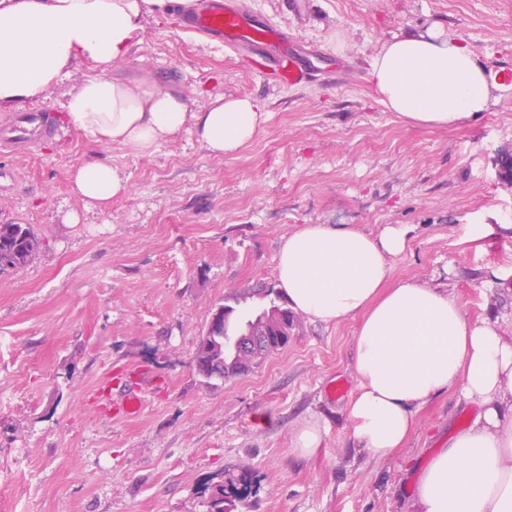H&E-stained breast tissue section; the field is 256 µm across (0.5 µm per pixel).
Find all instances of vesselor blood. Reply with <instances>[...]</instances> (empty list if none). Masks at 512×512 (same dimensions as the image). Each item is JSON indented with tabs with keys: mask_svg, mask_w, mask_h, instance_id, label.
Instances as JSON below:
<instances>
[{
	"mask_svg": "<svg viewBox=\"0 0 512 512\" xmlns=\"http://www.w3.org/2000/svg\"><path fill=\"white\" fill-rule=\"evenodd\" d=\"M187 30L204 35L227 48L249 50L251 70L294 87L315 80L317 72L306 54L292 41L287 29L274 25L248 0H197L184 19ZM56 133V120L43 111L27 112L15 122L12 133L0 138V149L33 146ZM157 381L147 370L132 368L114 378L112 416L131 419L141 411L143 395Z\"/></svg>",
	"mask_w": 512,
	"mask_h": 512,
	"instance_id": "1",
	"label": "vessel or blood"
}]
</instances>
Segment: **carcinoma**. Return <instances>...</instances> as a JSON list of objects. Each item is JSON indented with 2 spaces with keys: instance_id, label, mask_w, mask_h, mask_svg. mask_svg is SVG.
Returning a JSON list of instances; mask_svg holds the SVG:
<instances>
[{
  "instance_id": "1",
  "label": "carcinoma",
  "mask_w": 512,
  "mask_h": 512,
  "mask_svg": "<svg viewBox=\"0 0 512 512\" xmlns=\"http://www.w3.org/2000/svg\"><path fill=\"white\" fill-rule=\"evenodd\" d=\"M41 248V239L24 224H0V273L25 267ZM217 323L208 326L206 338L200 339L196 352L198 373L206 378H231L249 372L257 360L279 350L288 337L271 336L270 330H292L298 316L272 301L246 322L231 323L233 307L220 306ZM230 488L220 485L213 490L210 512H226L227 492H238L234 481Z\"/></svg>"
}]
</instances>
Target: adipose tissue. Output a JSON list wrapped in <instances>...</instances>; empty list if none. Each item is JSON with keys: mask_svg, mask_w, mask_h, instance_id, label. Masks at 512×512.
<instances>
[{"mask_svg": "<svg viewBox=\"0 0 512 512\" xmlns=\"http://www.w3.org/2000/svg\"><path fill=\"white\" fill-rule=\"evenodd\" d=\"M166 0H0V103L39 102L82 60L94 65L64 104L70 128L103 146L153 154L182 131L216 157L252 142L264 120L256 98L208 97L198 107L153 75L112 74ZM384 106L419 127L459 125L489 108L498 87L466 42L439 25L393 35L372 58ZM72 192L107 209L127 180L100 161L74 165ZM407 229L378 234L356 224H306L279 249L276 278L297 315L358 323L356 389L344 405L349 437L368 458L407 447L417 412L443 394L476 403L472 424L453 433L417 480V512H512V337L497 320L472 322L445 288L388 285V257L404 252Z\"/></svg>", "mask_w": 512, "mask_h": 512, "instance_id": "obj_1", "label": "adipose tissue"}]
</instances>
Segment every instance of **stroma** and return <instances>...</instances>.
<instances>
[{"instance_id": "35a3bbf8", "label": "stroma", "mask_w": 512, "mask_h": 512, "mask_svg": "<svg viewBox=\"0 0 512 512\" xmlns=\"http://www.w3.org/2000/svg\"><path fill=\"white\" fill-rule=\"evenodd\" d=\"M254 2L338 72L296 88L263 80L172 16L148 19L114 70L153 75L197 106L207 93L264 101L260 133L235 156H211L186 132L139 156L75 130L67 145L0 153V224L43 241L27 266L0 273V512H210L212 488L230 477L245 487L232 512H414L429 456L478 412L446 394L394 456L353 448L342 411L356 386L353 320L301 318L247 374H198L214 310L259 312L253 289L276 287L282 238L304 224L407 225L390 283L448 288L467 319L496 313L512 336V0ZM435 24L506 77L489 110L459 127L404 122L370 80L383 42ZM90 160L128 183L104 212L69 191L72 167ZM142 366L163 384L138 417L113 419L100 384ZM337 382L346 391L334 396ZM313 417L328 432L302 458L292 440Z\"/></svg>"}]
</instances>
